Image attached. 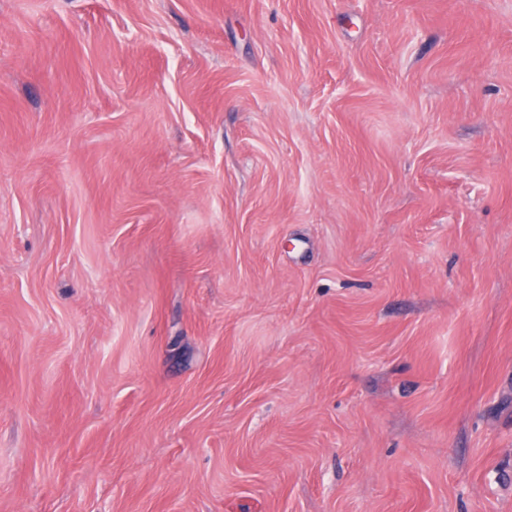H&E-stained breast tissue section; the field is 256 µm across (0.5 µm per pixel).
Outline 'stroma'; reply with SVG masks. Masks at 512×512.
<instances>
[{
  "label": "stroma",
  "instance_id": "1",
  "mask_svg": "<svg viewBox=\"0 0 512 512\" xmlns=\"http://www.w3.org/2000/svg\"><path fill=\"white\" fill-rule=\"evenodd\" d=\"M0 512H512V0H0Z\"/></svg>",
  "mask_w": 512,
  "mask_h": 512
}]
</instances>
